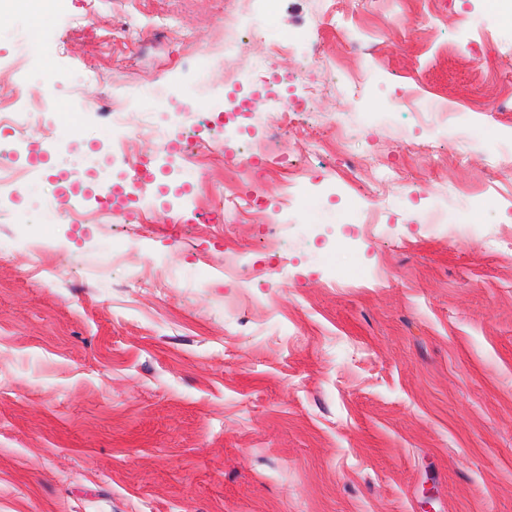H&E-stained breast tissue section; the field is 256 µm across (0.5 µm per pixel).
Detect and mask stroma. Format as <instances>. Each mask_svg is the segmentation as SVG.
Masks as SVG:
<instances>
[{
    "mask_svg": "<svg viewBox=\"0 0 512 512\" xmlns=\"http://www.w3.org/2000/svg\"><path fill=\"white\" fill-rule=\"evenodd\" d=\"M243 13L260 23L239 61L256 79L205 91L202 54ZM295 33L339 78L268 54ZM360 33L370 53H349ZM45 66L71 77L58 101L82 149H53L62 115L46 112L21 157L33 194L100 161L127 86L227 105L231 133L190 176L142 144L141 199L114 164L115 224H0L15 243L0 259V512H512V22L487 0H276L269 21L262 0H54L0 27V93ZM315 87L351 152L283 128L274 100ZM437 102L453 118L423 122ZM272 133L304 171L230 164ZM289 180L302 203L268 223ZM252 182L258 207L212 221ZM434 211L447 230L430 231ZM32 236L65 276L33 269ZM270 263L263 293L251 280ZM162 265L178 276L156 288Z\"/></svg>",
    "mask_w": 512,
    "mask_h": 512,
    "instance_id": "1",
    "label": "stroma"
}]
</instances>
